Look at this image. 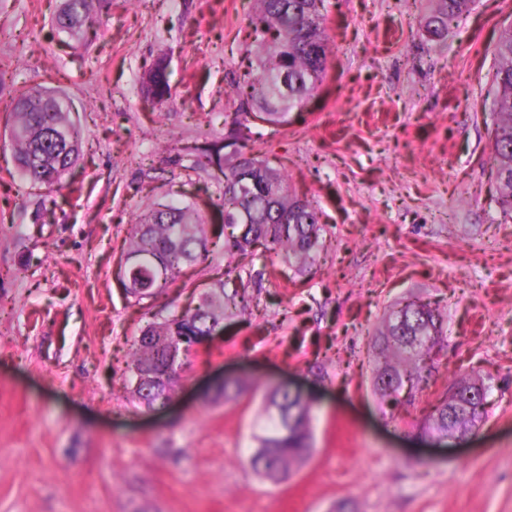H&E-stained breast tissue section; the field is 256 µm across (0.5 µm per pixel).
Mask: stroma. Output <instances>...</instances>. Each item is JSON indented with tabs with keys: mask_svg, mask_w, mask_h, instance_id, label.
I'll return each mask as SVG.
<instances>
[{
	"mask_svg": "<svg viewBox=\"0 0 512 512\" xmlns=\"http://www.w3.org/2000/svg\"><path fill=\"white\" fill-rule=\"evenodd\" d=\"M59 0L0 5V67L72 102L83 156L68 187L16 174L0 108V512H512V214L498 203L495 47L512 0H476L439 42L428 0H326L325 77L255 155L288 172L325 225L303 274L273 269L250 311L185 358L171 404L130 399L144 311L115 277L128 227L171 196L224 185L198 147L223 144L254 43L252 0H112L82 44L54 37ZM171 91L146 101L158 57ZM411 296L445 317L427 385L373 387L370 336ZM490 384L460 447L423 427L453 377ZM243 383L231 401L213 388ZM314 400L313 449L279 483L250 465L267 394Z\"/></svg>",
	"mask_w": 512,
	"mask_h": 512,
	"instance_id": "obj_1",
	"label": "stroma"
}]
</instances>
